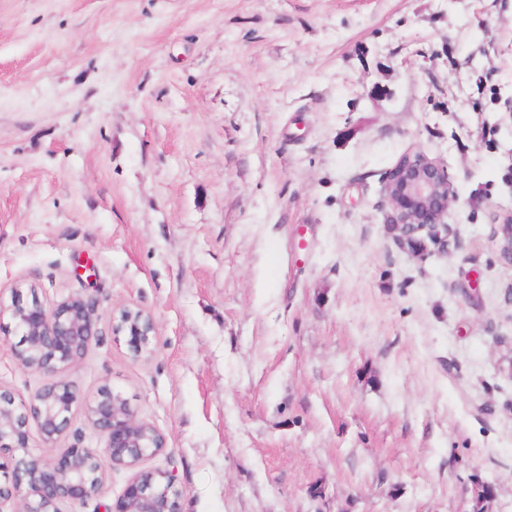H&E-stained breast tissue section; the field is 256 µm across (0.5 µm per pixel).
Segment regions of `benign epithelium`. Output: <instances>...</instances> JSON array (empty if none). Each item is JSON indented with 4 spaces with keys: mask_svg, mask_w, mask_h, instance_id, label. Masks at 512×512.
Instances as JSON below:
<instances>
[{
    "mask_svg": "<svg viewBox=\"0 0 512 512\" xmlns=\"http://www.w3.org/2000/svg\"><path fill=\"white\" fill-rule=\"evenodd\" d=\"M384 190L392 206L389 223L401 245L420 254L427 243L440 251L448 247V209L457 203L447 167L420 150L405 153L386 173ZM493 236L500 258L512 263V213L495 214ZM30 297L19 294L6 303L0 298V318L9 315L18 341L10 346L21 366L54 374L57 380L40 390L30 403H16L0 390V512L17 502L14 512H62L61 506L85 501L104 483L98 449L64 448L55 457L35 455L30 446V422L41 441L54 445L68 429L70 415L79 403L65 372L97 334L95 301L72 297L47 306L37 285H28ZM112 332L128 337L130 353L139 359L152 350L153 317L140 310L122 308L112 316ZM91 429L105 441L112 467L132 472L122 495L103 512H179V490L173 472L139 470L141 463L166 447L164 436L138 418L130 400L110 387L85 406Z\"/></svg>",
    "mask_w": 512,
    "mask_h": 512,
    "instance_id": "7a95c632",
    "label": "benign epithelium"
}]
</instances>
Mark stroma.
Wrapping results in <instances>:
<instances>
[{
  "label": "stroma",
  "instance_id": "stroma-1",
  "mask_svg": "<svg viewBox=\"0 0 512 512\" xmlns=\"http://www.w3.org/2000/svg\"><path fill=\"white\" fill-rule=\"evenodd\" d=\"M417 149L459 197L420 256ZM505 212L512 0H0V294L95 300L66 377L164 436L180 512H512ZM384 190L392 206L389 227L413 254L427 241L442 252L448 247V209L457 203L447 167L423 151L405 153L386 173ZM493 236L498 245L500 258L512 263V213L494 214L492 222ZM112 332L128 336L130 353L139 359L152 350L155 323L150 314L140 309L122 308L112 315Z\"/></svg>",
  "mask_w": 512,
  "mask_h": 512
}]
</instances>
